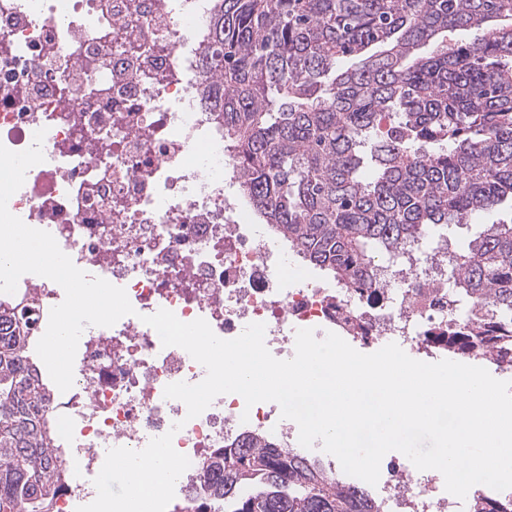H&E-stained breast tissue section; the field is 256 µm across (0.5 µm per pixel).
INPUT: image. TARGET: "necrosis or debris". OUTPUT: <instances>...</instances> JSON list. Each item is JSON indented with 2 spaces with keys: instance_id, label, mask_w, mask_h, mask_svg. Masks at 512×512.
Instances as JSON below:
<instances>
[{
  "instance_id": "1",
  "label": "necrosis or debris",
  "mask_w": 512,
  "mask_h": 512,
  "mask_svg": "<svg viewBox=\"0 0 512 512\" xmlns=\"http://www.w3.org/2000/svg\"><path fill=\"white\" fill-rule=\"evenodd\" d=\"M211 0H0V144L22 151L45 130L44 162L8 201L26 225L53 235L74 265L125 289L134 308L110 327H86L74 382L60 391L37 353L28 360L51 398L52 430L67 481L54 512H76L97 496L104 449H144L173 432L190 461L175 491L192 503L201 465L252 436L315 462L345 482L338 460L304 448L274 402L246 406L216 397L199 416L164 396L168 384L201 382L207 371L184 349L162 346L142 318L166 309L204 319L222 339L252 323L278 359L295 354L297 329L386 341L437 358L465 313L448 312V252L415 250L382 269L374 297L281 273L298 257L255 224L240 193L241 171L224 151V129L201 93ZM34 298L31 342L44 334L57 283L23 275L0 301ZM180 430H173L175 422ZM378 512H456L434 471L382 460L369 488Z\"/></svg>"
}]
</instances>
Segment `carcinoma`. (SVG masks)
I'll use <instances>...</instances> for the list:
<instances>
[{"label":"carcinoma","mask_w":512,"mask_h":512,"mask_svg":"<svg viewBox=\"0 0 512 512\" xmlns=\"http://www.w3.org/2000/svg\"><path fill=\"white\" fill-rule=\"evenodd\" d=\"M208 26L205 99L241 192L337 285L374 290L375 255L393 263L512 202V0H213ZM457 30L472 41L439 40ZM448 275L473 324L448 353L512 365V224L449 252ZM14 318L0 303V512H53L65 475L50 396ZM201 478L196 512H373L364 491L247 437Z\"/></svg>","instance_id":"cac0c4a2"}]
</instances>
